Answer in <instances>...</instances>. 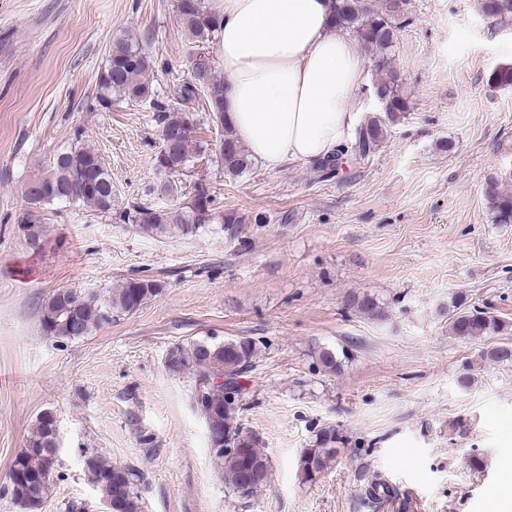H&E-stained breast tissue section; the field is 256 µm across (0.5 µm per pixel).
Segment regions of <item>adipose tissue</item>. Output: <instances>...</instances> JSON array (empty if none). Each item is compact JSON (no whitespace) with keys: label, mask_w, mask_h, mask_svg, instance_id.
<instances>
[{"label":"adipose tissue","mask_w":512,"mask_h":512,"mask_svg":"<svg viewBox=\"0 0 512 512\" xmlns=\"http://www.w3.org/2000/svg\"><path fill=\"white\" fill-rule=\"evenodd\" d=\"M329 0H222L225 118L266 168L335 156L355 138L368 72Z\"/></svg>","instance_id":"obj_1"}]
</instances>
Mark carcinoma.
<instances>
[{"label":"carcinoma","mask_w":512,"mask_h":512,"mask_svg":"<svg viewBox=\"0 0 512 512\" xmlns=\"http://www.w3.org/2000/svg\"><path fill=\"white\" fill-rule=\"evenodd\" d=\"M332 19L335 27L352 34L359 43L371 49L372 70L376 73L372 92H380L383 101L380 114L369 117L356 131L354 142L340 155L320 161L313 170L326 178L335 174L341 157L353 153L366 158L380 146L387 127L405 118L409 111L407 97L393 70L398 33L409 23L407 0H332ZM483 14L492 21L506 24L512 20V0H482ZM179 22L198 45L207 44L220 29L219 13L211 11L205 0H176ZM153 68L151 57L140 47L136 37L123 33L112 38L107 51L106 65L99 75L96 99L100 106L112 103V96L133 101L149 100L153 121L170 141L166 153L154 158L156 168L167 174L189 168V164L207 153V148L194 141L197 123L188 112L175 108L164 99L154 96L147 80ZM489 86H512V65L495 69ZM224 79L218 77L204 53L196 56L190 78L180 85L179 97L184 100L201 98L211 121L224 130L218 156L224 172L242 175L252 168L253 160L238 140L233 128L226 122L220 99ZM484 197L497 224H512V193L502 189L496 177L484 185ZM27 210L21 223L26 243L33 250H42L47 243L45 225L40 210L55 202L81 204L99 214L112 212V177L97 151L87 146H75L54 159L53 165L32 179L24 191ZM120 217L126 224H136L147 233L164 236L173 232L193 234L210 224H224L228 231L244 223L234 212H223L217 206L216 196L208 191L194 189L190 200L174 209L159 206L148 200L136 201ZM161 284L149 278H129L108 290L105 299L83 295L70 289L52 292L42 309L41 327L44 333L60 343L90 335L94 329L112 319L137 311L146 300L159 294ZM353 305L371 317L382 316L378 303L364 296L353 300ZM450 330L462 339L497 336L508 331V324L493 312L465 306V299L454 300L450 316ZM256 355V344L246 339L214 337L194 339L175 344L168 357L175 364L167 371L177 377L194 378L192 402L205 419L207 427L218 430L233 442L216 458L224 465V474L232 492H237L244 474L252 475V493L267 484L269 460L259 447L257 438L244 431L238 421L239 395L242 387L238 378L251 366ZM494 363H512V342L501 343L482 353ZM342 436L334 426L321 428L314 444L300 456L302 480L312 483L336 459V444ZM57 462V429L52 413L40 414L25 448L15 457L7 492L23 512H37L47 491ZM87 480L99 491L103 501L112 506V512H143L139 491L141 474L132 466H118L98 454L85 460ZM394 490L378 477L368 483L362 506L374 508Z\"/></svg>","instance_id":"1"}]
</instances>
